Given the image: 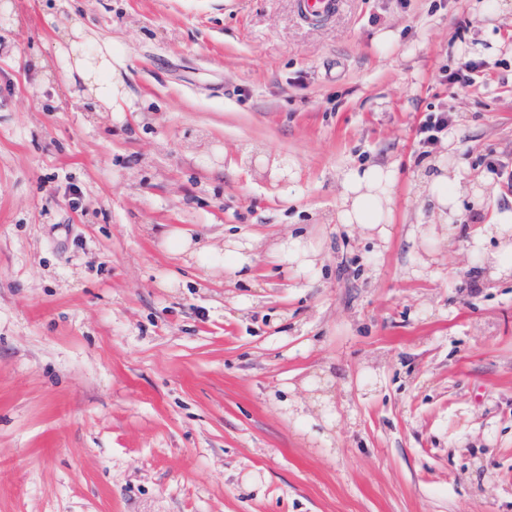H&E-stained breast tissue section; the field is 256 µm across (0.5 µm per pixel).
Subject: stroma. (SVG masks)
I'll return each instance as SVG.
<instances>
[{
	"label": "stroma",
	"mask_w": 512,
	"mask_h": 512,
	"mask_svg": "<svg viewBox=\"0 0 512 512\" xmlns=\"http://www.w3.org/2000/svg\"><path fill=\"white\" fill-rule=\"evenodd\" d=\"M481 2L0 0V512H512V278L422 205L443 156L485 181L458 223L512 201V0ZM74 12L111 108L57 70ZM364 163L398 172L380 246L336 221ZM174 231L252 241L250 279ZM298 232L304 280L270 257ZM294 3L304 19L317 22L336 14L341 0H294ZM453 124V117L450 112L440 110L432 113L429 122L424 126L423 133H428L424 139L425 145L432 147L437 141L438 134L448 132V128ZM271 251L288 259L289 262L298 261L299 267L303 269L314 267L319 259V254L311 249L301 236L289 235L287 239L274 245Z\"/></svg>",
	"instance_id": "1"
}]
</instances>
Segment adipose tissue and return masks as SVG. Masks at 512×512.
<instances>
[{"instance_id": "adipose-tissue-1", "label": "adipose tissue", "mask_w": 512, "mask_h": 512, "mask_svg": "<svg viewBox=\"0 0 512 512\" xmlns=\"http://www.w3.org/2000/svg\"><path fill=\"white\" fill-rule=\"evenodd\" d=\"M112 45L95 43L81 23H74L71 37L61 47L58 62L69 76L79 77L89 93L99 102L112 105L121 94V80L112 65ZM397 179L394 169L381 166L351 167L339 175L341 186L339 223L369 232L378 241L390 238L392 222V187ZM477 185L463 186L460 169L442 167L430 183L424 202L435 224H454L464 198L480 197ZM475 246L495 242L488 266L495 277L512 275V209L493 207L490 221L472 230Z\"/></svg>"}]
</instances>
